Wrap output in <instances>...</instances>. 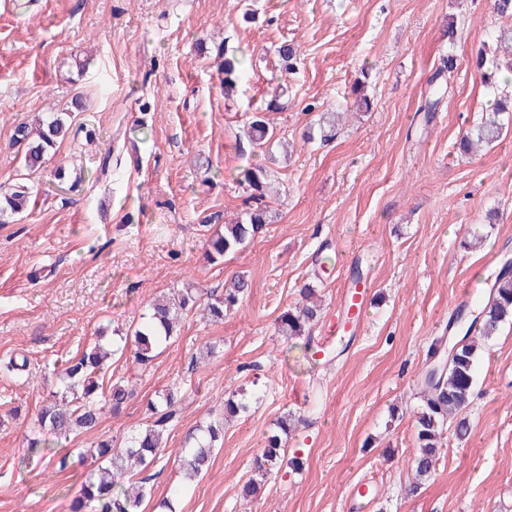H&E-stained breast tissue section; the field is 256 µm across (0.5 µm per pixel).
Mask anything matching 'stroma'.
I'll return each instance as SVG.
<instances>
[{"mask_svg": "<svg viewBox=\"0 0 512 512\" xmlns=\"http://www.w3.org/2000/svg\"><path fill=\"white\" fill-rule=\"evenodd\" d=\"M512 29L491 0H30L0 8V183L31 191L26 211L0 224V357L26 359L0 373V512H66L90 455L150 421L147 404L178 390V415L153 465L144 512H512V323L485 340L471 432L445 430L436 471L408 494L417 448L418 379L460 301L458 283L490 286L512 262V131L478 153L459 139L512 85H486L478 48ZM300 49L294 71L275 49ZM249 51L236 92L224 93L218 47ZM455 68L436 112L419 110L446 57ZM369 73V111L354 84ZM279 96L270 155L242 137L247 114ZM348 108L335 136L321 113ZM61 112L69 136L36 171L23 169L14 130ZM111 176L96 179L107 152ZM81 180L61 190L57 164ZM265 164L271 221L224 260L207 244L251 202L239 169ZM370 284L351 348L328 362L275 330L276 317L312 283L322 340L340 313L354 267ZM240 307L211 323L185 317L147 369L116 357L100 386L128 381L134 398L54 455L57 470L25 458L29 425L52 372L147 305L183 288L222 294L237 276ZM213 355H205L206 347ZM247 409L224 426L208 473L184 481L175 459L194 429L222 417L225 395ZM303 417L282 468L243 499L253 461L275 421ZM375 493L366 502L355 486Z\"/></svg>", "mask_w": 512, "mask_h": 512, "instance_id": "stroma-1", "label": "stroma"}]
</instances>
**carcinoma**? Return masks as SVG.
I'll return each mask as SVG.
<instances>
[{
  "label": "carcinoma",
  "mask_w": 512,
  "mask_h": 512,
  "mask_svg": "<svg viewBox=\"0 0 512 512\" xmlns=\"http://www.w3.org/2000/svg\"><path fill=\"white\" fill-rule=\"evenodd\" d=\"M277 54L285 69L290 71L297 63L299 49L283 42L277 47ZM246 60L247 54L243 51L224 55V91L236 89L238 74ZM507 109V104L497 101L493 116L463 135L460 145L469 149L498 140L505 128L499 116ZM69 130L70 125L55 112L38 116L33 126L18 125L14 143L23 151L25 167L30 170L41 167L56 144L67 138ZM243 133L253 147L261 150L269 148L274 138V131L261 112L247 118ZM267 180V170L261 166L243 171L238 183L255 207L247 212L245 220L224 225V232L209 241L207 256L211 261L240 249L267 223L268 210L263 205ZM29 194V188L23 184L0 192V224L9 222L26 209ZM248 288V282L240 278L220 296L205 298L187 289L175 301L159 300L142 314L141 322L134 329L118 333L112 337V342L97 343L65 361L56 372L55 391L38 411L31 427L28 456L41 460L46 456V450L52 447V442L43 438V431L50 432L58 443L67 441L78 432L95 429L105 409L116 413L128 403L134 391L121 379L112 382L108 392L97 393L95 378L107 371L112 356L124 353L131 343L134 346L133 362L146 368L176 335L180 312L201 306L212 321L222 322L227 312L243 299ZM316 317L317 309L312 305L302 303L288 308L277 317L278 332L289 339H301L309 332ZM509 319H512V266L507 264L497 274L489 292L478 293L472 306L465 305L457 311L455 320L467 322V327L462 337L454 342L456 349L448 368L435 380L427 371L422 374L424 407L416 416L417 451L411 466L415 481L409 485L410 491L420 489L434 473L439 459L438 441L448 421H455L457 435L462 437L468 433L469 422L462 413L475 391L480 351L475 334L487 338ZM177 401V392L172 389L163 391L157 401L149 403L151 422L145 428L133 432L117 446L110 440L98 444L96 456L99 463L85 475L79 494L68 505V512H142L147 489L134 477L162 454L161 435L176 414ZM246 409L247 404L242 399H224V417L200 430V434L193 438V444L178 452L179 466L186 476L197 477L209 469L215 445L224 439V420ZM298 423L293 416L285 415L277 420L275 430L265 439L262 453L254 460V475L243 488V498L255 496L272 470L281 466L283 438Z\"/></svg>",
  "instance_id": "1"
}]
</instances>
